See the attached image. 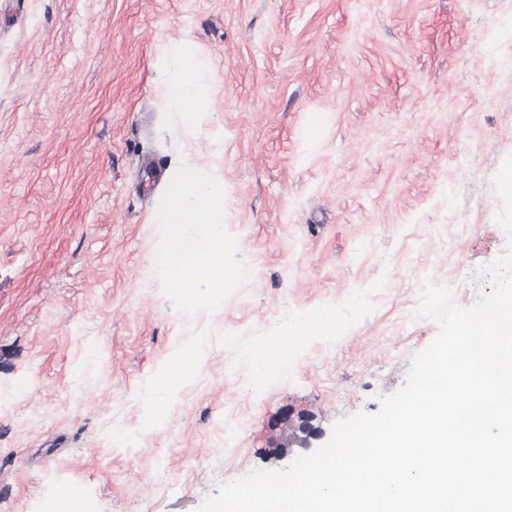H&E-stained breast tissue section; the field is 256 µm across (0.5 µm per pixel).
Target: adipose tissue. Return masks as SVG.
<instances>
[{
    "label": "adipose tissue",
    "mask_w": 512,
    "mask_h": 512,
    "mask_svg": "<svg viewBox=\"0 0 512 512\" xmlns=\"http://www.w3.org/2000/svg\"><path fill=\"white\" fill-rule=\"evenodd\" d=\"M164 53L176 70L166 93L177 103L183 127L192 128L208 105L209 67L176 43L166 44ZM160 218L168 226V241L158 263L169 272L172 287L190 294L202 283L208 297L223 296V179L203 177L194 164L184 163L167 185Z\"/></svg>",
    "instance_id": "adipose-tissue-1"
}]
</instances>
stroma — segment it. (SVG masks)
Listing matches in <instances>:
<instances>
[{"label": "stroma", "instance_id": "35a3bbf8", "mask_svg": "<svg viewBox=\"0 0 512 512\" xmlns=\"http://www.w3.org/2000/svg\"><path fill=\"white\" fill-rule=\"evenodd\" d=\"M171 41L214 78L191 130ZM510 155L512 0H0V512L75 482L99 512H194L378 411L438 332L425 284L471 306L505 252ZM186 161L224 181L217 306L157 263L148 169ZM320 312L334 334L255 362Z\"/></svg>", "mask_w": 512, "mask_h": 512}]
</instances>
